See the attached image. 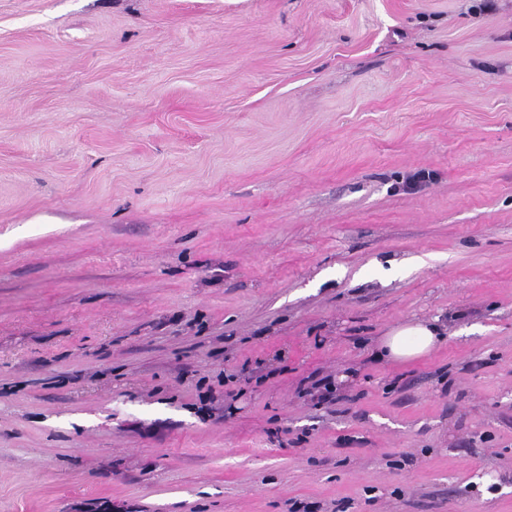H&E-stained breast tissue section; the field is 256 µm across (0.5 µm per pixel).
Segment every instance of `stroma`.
Here are the masks:
<instances>
[{
    "label": "stroma",
    "mask_w": 512,
    "mask_h": 512,
    "mask_svg": "<svg viewBox=\"0 0 512 512\" xmlns=\"http://www.w3.org/2000/svg\"><path fill=\"white\" fill-rule=\"evenodd\" d=\"M477 3L0 0V512H512ZM448 335V326L438 318L411 319L392 326L376 346L378 357L408 362L430 353Z\"/></svg>",
    "instance_id": "35a3bbf8"
}]
</instances>
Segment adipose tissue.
Instances as JSON below:
<instances>
[{
	"mask_svg": "<svg viewBox=\"0 0 512 512\" xmlns=\"http://www.w3.org/2000/svg\"><path fill=\"white\" fill-rule=\"evenodd\" d=\"M448 332L440 320L411 319L392 326L376 346L378 357L408 362L430 353Z\"/></svg>",
	"mask_w": 512,
	"mask_h": 512,
	"instance_id": "adipose-tissue-1",
	"label": "adipose tissue"
}]
</instances>
